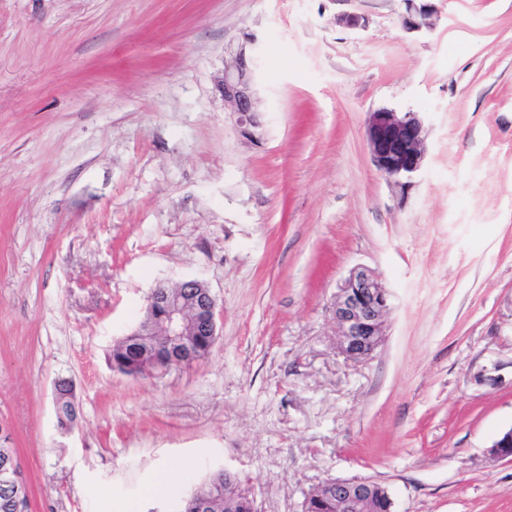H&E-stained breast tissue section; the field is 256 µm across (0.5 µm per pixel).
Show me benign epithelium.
Segmentation results:
<instances>
[{
  "mask_svg": "<svg viewBox=\"0 0 512 512\" xmlns=\"http://www.w3.org/2000/svg\"><path fill=\"white\" fill-rule=\"evenodd\" d=\"M402 27L408 33H422L433 26L434 9L428 0H403ZM336 23L348 30L366 28L368 20L358 13H344ZM254 56L241 46L224 58L217 84L225 110L235 117L240 133L248 139L260 137L255 98ZM365 135L377 169L394 185L405 189L421 169L426 156L428 129L418 112H396L378 108L367 113ZM390 309V294L369 268L355 266L339 284L331 312L336 323L340 352L349 360L364 361L373 356L384 340V323ZM220 310L208 285L197 279L173 286H158L147 298L146 316L121 343L134 344L137 355L112 360V367L137 377L150 371L165 373L173 368L200 361L199 355L211 352L218 336ZM499 458L512 460V428L502 432L492 444ZM0 485L21 498L20 476L15 458L0 454ZM224 485L229 490L227 505L242 493L252 496L237 475L224 470ZM378 498L390 499L381 484L369 480L329 478L309 494L303 512H311L313 500L326 499L336 512H370Z\"/></svg>",
  "mask_w": 512,
  "mask_h": 512,
  "instance_id": "obj_1",
  "label": "benign epithelium"
}]
</instances>
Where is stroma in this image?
<instances>
[{
  "mask_svg": "<svg viewBox=\"0 0 512 512\" xmlns=\"http://www.w3.org/2000/svg\"><path fill=\"white\" fill-rule=\"evenodd\" d=\"M432 4L409 33L403 0H0V446L31 512H171L220 467L259 512L329 478L381 483L393 512H512L491 451L512 428V0ZM248 34L257 143L215 86ZM382 107L427 120L404 189L367 146ZM359 265L391 309L354 362L330 306ZM187 278L222 312L209 356L113 371L149 293ZM71 384H72V382L69 380H65V379L60 380L56 383L55 390H54L55 405L61 396H66V397L68 396V398L63 400V402L61 404V412L65 416V418L70 421L72 420L71 416L73 413L71 399L75 402L74 388H72V390H71V399H70L69 395L66 393V391H67V389H69ZM75 418H76V416L73 418V420H75ZM68 420L62 419L61 423L58 422V420H57V425L60 430L66 432L70 429L72 423Z\"/></svg>",
  "mask_w": 512,
  "mask_h": 512,
  "instance_id": "obj_1",
  "label": "stroma"
}]
</instances>
